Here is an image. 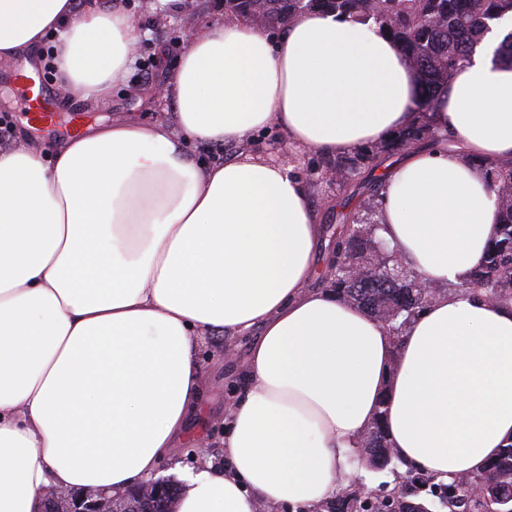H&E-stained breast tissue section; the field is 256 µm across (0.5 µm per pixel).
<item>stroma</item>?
<instances>
[{
	"mask_svg": "<svg viewBox=\"0 0 512 512\" xmlns=\"http://www.w3.org/2000/svg\"><path fill=\"white\" fill-rule=\"evenodd\" d=\"M108 4L121 5L140 24L143 37L137 53L138 60L153 63L148 75L132 71L130 85L115 90L112 103L103 110H91L85 103L70 99L65 101L50 126L27 125L22 101L16 85L0 81V115L11 122L12 147L41 142L48 148L65 139L70 131L74 113H81L84 125L110 122L115 117H131L141 122L166 120L163 102H142L139 90L165 80L172 64L182 55L190 35L207 24L217 21L224 8L218 0H107ZM243 152L255 153L266 159L283 164H293L303 180L312 188L317 216L324 227L320 250H327L329 241L341 224L343 215L358 209L361 198L351 190L311 176V168L318 166L320 155L308 150L289 146L277 126H269L258 133L254 142L244 144ZM253 335L231 336L211 333L198 341V355L205 376L204 405L201 417L192 422L184 436L176 443L172 458L164 460L162 470L180 468L181 472L198 470L204 461L215 464L224 462V433L221 423L229 403L240 391L238 370L247 361ZM206 442L211 452L208 458L197 454L198 442Z\"/></svg>",
	"mask_w": 512,
	"mask_h": 512,
	"instance_id": "1",
	"label": "stroma"
}]
</instances>
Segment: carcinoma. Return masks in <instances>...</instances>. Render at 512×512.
Wrapping results in <instances>:
<instances>
[{
    "instance_id": "obj_1",
    "label": "carcinoma",
    "mask_w": 512,
    "mask_h": 512,
    "mask_svg": "<svg viewBox=\"0 0 512 512\" xmlns=\"http://www.w3.org/2000/svg\"><path fill=\"white\" fill-rule=\"evenodd\" d=\"M338 16H355L386 30L397 41L406 61L417 71L420 99L416 104L419 119L397 132L388 141L363 147L349 156L321 161V170L342 175L343 184L354 180L363 168L373 166L381 154L398 151L406 143L414 145L435 135L427 112L433 106L453 74L469 61L484 38L502 19L512 15V0H224V13L236 18H260L264 26L292 22L311 10ZM484 166L489 194L498 209V226L483 265L471 279L458 288L464 295L512 300V163L480 161ZM381 185L363 186L367 207L363 215L355 214L331 240L332 257L325 284L347 302L356 305L383 322L394 337L405 324L426 308L440 293L417 286L419 274L403 265L390 263L371 277L349 280L353 266L372 262L379 253H391L390 247L376 235L378 223L371 219L378 209ZM384 411L377 412L366 432L357 439L353 451L365 455L376 470L388 468L396 459L384 427ZM497 489H512V444L502 449L485 474L481 475ZM434 478L421 472L408 476L387 493L397 502V512H423L427 503L418 499V490ZM448 512H512V502L475 499L463 483L455 485L444 497ZM320 512H366L355 496L335 495L325 500Z\"/></svg>"
}]
</instances>
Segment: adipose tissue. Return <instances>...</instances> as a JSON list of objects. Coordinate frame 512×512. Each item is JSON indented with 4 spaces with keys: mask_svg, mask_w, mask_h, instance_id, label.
I'll return each instance as SVG.
<instances>
[{
    "mask_svg": "<svg viewBox=\"0 0 512 512\" xmlns=\"http://www.w3.org/2000/svg\"><path fill=\"white\" fill-rule=\"evenodd\" d=\"M52 35L63 95L107 105L142 33L96 0H0V59ZM487 38L429 114L455 147L406 151L382 178L379 236L445 294L393 346L316 286L322 226L294 165L206 163L275 124L322 156L412 124L420 85L382 28L312 11L278 35L246 19L195 32L162 84L168 121L117 118L60 145L0 148V512L42 493L124 491L199 414L197 339L255 333L224 465L182 477L176 512H309L347 484L346 454L387 398L396 454L443 480L512 442V301L457 293L498 213L483 159L512 158V66Z\"/></svg>",
    "mask_w": 512,
    "mask_h": 512,
    "instance_id": "adipose-tissue-1",
    "label": "adipose tissue"
}]
</instances>
